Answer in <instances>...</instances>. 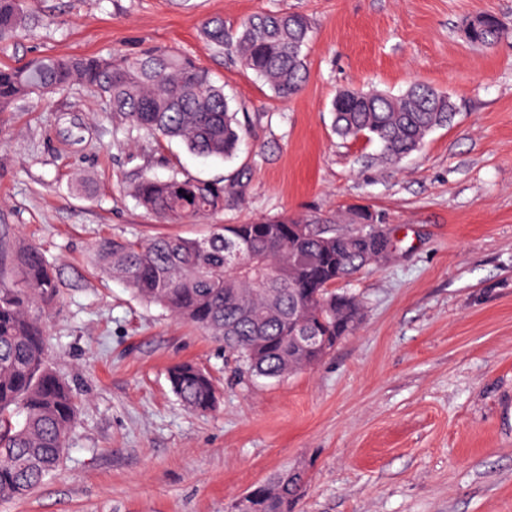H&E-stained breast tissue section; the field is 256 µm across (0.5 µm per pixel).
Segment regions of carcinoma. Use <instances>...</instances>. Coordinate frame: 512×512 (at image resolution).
Instances as JSON below:
<instances>
[{
	"label": "carcinoma",
	"mask_w": 512,
	"mask_h": 512,
	"mask_svg": "<svg viewBox=\"0 0 512 512\" xmlns=\"http://www.w3.org/2000/svg\"><path fill=\"white\" fill-rule=\"evenodd\" d=\"M30 22L28 0H0V41ZM310 22L301 13H260L230 37L224 21L203 25L215 48L286 99L308 77L304 48ZM501 25L484 14L466 28L475 47L499 38ZM108 95L112 112L155 142L180 140L193 154L230 159L245 129L210 72L165 48L141 56L57 57L0 68V112L26 97H47L75 82ZM454 113L450 97L417 83L401 96L340 91L331 102L336 135L378 145L396 164L419 150ZM139 202L162 223H182L224 210L226 187L173 170L133 186ZM366 210L351 224L267 219L219 225L206 237L161 236L148 241H105L95 249L100 270L122 280L149 305L205 330L248 372L281 378L310 368L358 328L362 305L337 289L381 257ZM54 266L36 246L0 242V501L27 495L60 466L75 425L77 402L49 363L43 322L58 296ZM300 336L321 345L301 350ZM172 392L190 411L216 409L214 378L182 362L167 372ZM301 480L288 471L254 487L253 512H294Z\"/></svg>",
	"instance_id": "1"
}]
</instances>
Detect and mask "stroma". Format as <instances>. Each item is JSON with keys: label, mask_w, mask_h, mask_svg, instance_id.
<instances>
[{"label": "stroma", "mask_w": 512, "mask_h": 512, "mask_svg": "<svg viewBox=\"0 0 512 512\" xmlns=\"http://www.w3.org/2000/svg\"><path fill=\"white\" fill-rule=\"evenodd\" d=\"M0 67L48 56L136 57L165 47L206 68L247 133L230 160L156 144L82 84L0 113V238L41 247L60 297L47 317L53 369L79 415L59 469L0 512H230L284 469L304 468L295 512H512V0H31ZM298 12L309 77L288 99L203 39L260 12ZM503 34L472 46L466 24ZM447 93L453 121L383 166L376 145L333 132L342 89ZM183 170L233 185L222 212L162 224L132 193ZM365 207L398 240L347 282L358 330L314 367L252 378L221 342L119 279L105 239L195 237L263 218L348 223ZM191 361L223 390L188 412L167 369ZM476 19L478 20L466 28V38L478 48H487L493 45L501 33L499 20L492 14H484Z\"/></svg>", "instance_id": "obj_1"}]
</instances>
